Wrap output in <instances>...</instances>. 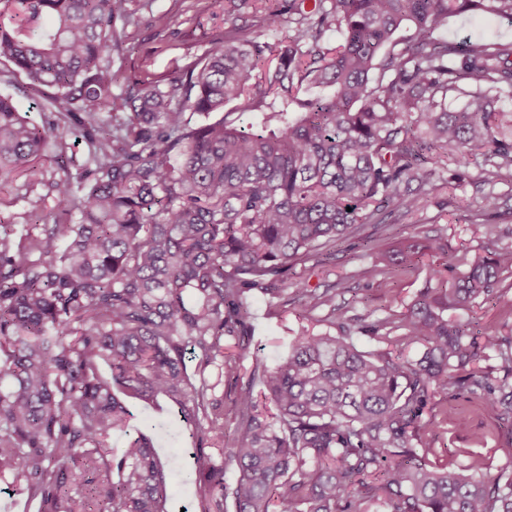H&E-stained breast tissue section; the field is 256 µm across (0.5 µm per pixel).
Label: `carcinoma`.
Listing matches in <instances>:
<instances>
[{
    "instance_id": "cac0c4a2",
    "label": "carcinoma",
    "mask_w": 512,
    "mask_h": 512,
    "mask_svg": "<svg viewBox=\"0 0 512 512\" xmlns=\"http://www.w3.org/2000/svg\"><path fill=\"white\" fill-rule=\"evenodd\" d=\"M463 12L512 21V0H280L268 19L296 25L288 45L218 34L167 87L117 93L105 56L134 23L129 0H0V65L42 99L38 124L0 94V187L50 152L64 170L39 180L48 213L17 237L0 225V477L38 512H170L177 458L139 428L109 449L128 427L120 393L165 398L195 427L201 512H366L380 495L389 512H512V472L439 469L413 444L438 392L512 414V336L448 317L499 292L512 247L452 277L431 269L435 286L370 325L389 345L421 342L415 360L359 351L331 289L301 284L295 299L341 334L302 333L277 364L254 366L231 433L216 395L237 368L224 340L249 334L250 293L288 305L298 261L383 223L389 203L412 213L420 198L401 187L473 150L512 168V109L489 96L512 92V43L434 37ZM405 24L414 35L394 39ZM331 30L341 43L324 51ZM461 82L476 92L452 111ZM69 137L86 152L75 177ZM447 248L401 242L366 276ZM486 352L494 372L476 366Z\"/></svg>"
}]
</instances>
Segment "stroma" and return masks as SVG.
<instances>
[{
  "label": "stroma",
  "mask_w": 512,
  "mask_h": 512,
  "mask_svg": "<svg viewBox=\"0 0 512 512\" xmlns=\"http://www.w3.org/2000/svg\"><path fill=\"white\" fill-rule=\"evenodd\" d=\"M276 6V0H246L236 8L227 0H131L135 22L128 27L121 49L109 56L118 75L116 92L133 87L139 79H167L193 56L209 50L214 35L234 27L272 45L288 43L297 33L295 25L284 21L270 26L264 20L266 12ZM437 35L448 41L494 37L512 42V21L463 13L449 17L447 28L438 30ZM464 173L463 180L455 181L451 170H443L433 187L422 194L415 212L407 215L397 206H388L383 223L364 225L355 237L332 245L330 256H312L296 266V273L309 287L335 288L336 303L346 311L359 350L372 354L386 351V343L365 332V324L404 311L425 287L430 267L442 262L457 266L487 256L493 247L512 246V169L491 170L484 156L476 153ZM45 193L43 186L20 178L12 187L0 190V216L19 218L35 208L49 210L52 201ZM488 195L497 200L495 210L481 208ZM477 216L487 225V235H473L471 222ZM436 234L447 238V255L424 257L418 269L403 274L374 280L366 277L375 254L389 249L396 239ZM504 282L509 286L504 296L478 299L469 310L459 311V318L482 333L512 335V275H505ZM248 302L250 331L244 347H237L231 339L224 342L226 353L237 356L240 363L237 375L224 377L223 391L228 396L239 389L236 377H248L258 363L274 365L287 355L301 331L321 334L331 329L328 322L302 313L297 303L277 311L269 296L259 292L252 293ZM126 405L134 425L155 426L160 455H178L183 471H193L189 432L174 405L167 402L158 409L133 399ZM420 421L424 428L417 445L427 449L432 464L469 465L489 482L503 471H512V424L468 394L436 393Z\"/></svg>",
  "instance_id": "1"
}]
</instances>
